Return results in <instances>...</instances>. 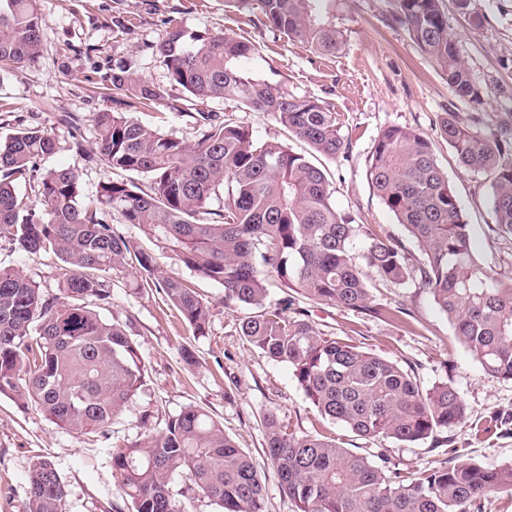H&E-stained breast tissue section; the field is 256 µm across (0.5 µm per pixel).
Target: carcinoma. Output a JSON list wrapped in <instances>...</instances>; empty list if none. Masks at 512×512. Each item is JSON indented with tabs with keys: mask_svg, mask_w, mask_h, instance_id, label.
<instances>
[{
	"mask_svg": "<svg viewBox=\"0 0 512 512\" xmlns=\"http://www.w3.org/2000/svg\"><path fill=\"white\" fill-rule=\"evenodd\" d=\"M257 2L267 24L320 54H334L341 33L312 15V0ZM397 22L447 75L452 94L478 104L484 90L448 31L442 0H394ZM38 0H0V69L33 62L41 53ZM169 80L196 102L229 99L276 118L313 153L337 159L350 143L329 108L280 83L246 76L239 62L253 46L224 33H188L176 26L155 45ZM106 98L129 108L96 115V160L107 170L148 180L107 179L84 200L72 168L39 171L55 152L45 130L19 127L0 139V239L23 251L60 257L64 300L47 297L21 271L0 268V394L37 406L58 426L104 434L146 384L137 345L122 323L91 307L112 301L110 273L145 274L204 335L210 308L194 288L164 268L159 256L224 288V304L249 305L243 336L294 377L318 412L354 435L414 444L466 420V406L446 382L424 389L396 361L316 330L308 315L288 314L294 295L348 311L379 313L374 282L409 281L432 297L454 336L482 372L512 380V277L480 262L461 204L442 169L435 142L391 125L374 142L367 178L402 224L420 258L397 242L342 216L327 175L303 154L277 141L258 142L248 130L203 109L192 118L203 130L186 144L130 113L163 105L181 111L168 90L120 66ZM438 134L468 168L486 175L500 230L512 235V130L484 135L457 112L441 117ZM28 182L34 197L17 193ZM227 190L224 209L208 210ZM136 224L146 249L112 227V216ZM287 290L266 303L267 285ZM267 456L298 512H481L482 501L512 493V464L455 462L401 478L321 435H299L269 411L263 415ZM114 477L133 512H184L172 484L222 512H265L257 463L206 411L187 407L164 431L112 453ZM67 489L55 464H31L25 512H66Z\"/></svg>",
	"mask_w": 512,
	"mask_h": 512,
	"instance_id": "obj_1",
	"label": "carcinoma"
}]
</instances>
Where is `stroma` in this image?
Wrapping results in <instances>:
<instances>
[{
    "label": "stroma",
    "instance_id": "35a3bbf8",
    "mask_svg": "<svg viewBox=\"0 0 512 512\" xmlns=\"http://www.w3.org/2000/svg\"><path fill=\"white\" fill-rule=\"evenodd\" d=\"M314 8L342 34L336 54H317L266 26L258 8L240 10L224 0H40L43 51L35 63L0 73V132L17 126L48 130L57 148L41 160V168L77 169L81 195L95 196L108 173L91 158L97 137L94 118L107 106L100 90L113 69L127 65L166 86L179 100L180 111L146 109L138 119L195 143L199 131L189 116L192 100L182 87L170 84L154 46L172 26L191 33L223 32L254 45L253 54L239 64L247 75L281 83L335 112L351 142L347 157L324 163L338 211L413 249L405 229L373 192L367 169L385 127L415 128L437 140V155L465 213L478 259L512 276V235H505L494 220L488 178L462 165L436 137L447 112L478 114L477 128L484 133L512 122V0H470L469 11L483 19L479 30L469 25L455 0H443L459 54L488 92L478 106L452 95L444 72L394 21L392 0H316ZM210 109L248 129L255 139L277 140L302 154L309 151L270 115L233 101H212ZM74 121L83 132L79 147L70 136ZM61 265L54 253H26L0 241V266L22 271L47 296L61 294ZM177 272L210 306L206 335H194L162 293L143 287L140 273L112 274V302L99 313L125 325L139 347L146 384L113 419L107 434L69 432L33 406L0 395V512H24L30 466L37 455L48 456L65 483L66 512H132L113 475V451L148 431L164 430L169 419L189 406L205 409L222 423L225 434L260 465L266 512H297L266 456L261 420L271 410L297 434L335 438L403 476L431 468L453 452L460 460L487 467L512 463V380L484 376L455 339L447 318L417 285L374 288L376 304L404 308L396 321L303 298L294 303L308 311L314 327L326 336L398 361L423 387L445 381L461 394L467 405L465 423L406 445L364 439L322 417L292 369L241 335L238 321L251 315V307H225L221 285L182 265ZM185 348L194 353L193 363L183 360ZM495 415L505 418V425L491 427Z\"/></svg>",
    "mask_w": 512,
    "mask_h": 512
}]
</instances>
